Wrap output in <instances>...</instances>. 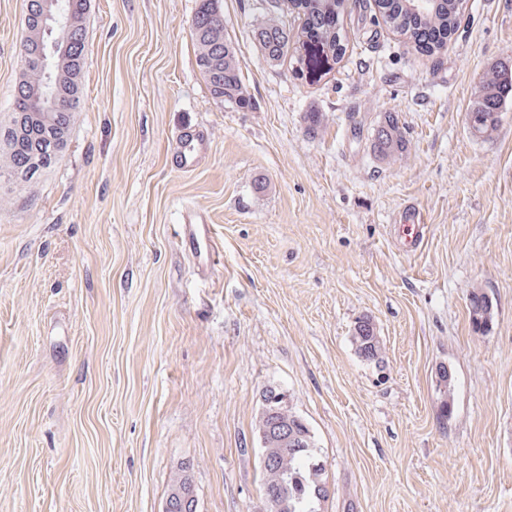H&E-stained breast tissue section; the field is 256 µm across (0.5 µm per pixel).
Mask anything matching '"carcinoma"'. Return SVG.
Masks as SVG:
<instances>
[{
	"label": "carcinoma",
	"instance_id": "cac0c4a2",
	"mask_svg": "<svg viewBox=\"0 0 512 512\" xmlns=\"http://www.w3.org/2000/svg\"><path fill=\"white\" fill-rule=\"evenodd\" d=\"M42 0H27L22 29L27 42L19 43L18 56L28 44L40 39L37 18ZM68 24L48 36H58L71 43L69 56L47 72L36 67L22 69L15 88L12 111L0 120V179L12 174L21 159L32 153H46L49 161L37 166L14 184V190L26 191L42 176L50 172L59 156L66 150L72 126L83 104V77L86 63V28L89 0H60ZM287 0H267L268 8L255 27V41L262 56L271 63L290 58L300 66L317 68L319 54L312 51L313 43L322 44L336 52L345 39L341 16L352 6L350 0H298L303 12L301 23H288L284 4ZM382 21L405 43L419 47L407 22L415 21L428 28L441 29L454 34L460 26L463 0H426L415 5L408 0H375ZM207 18L209 22L190 28L195 42L196 61L213 101L234 104L240 108L252 105L251 95L240 72L236 49L224 34L222 0H198L194 18ZM512 95V68L496 66L482 81L480 94L468 112V126L472 135L488 139L496 132L501 121L503 104ZM17 112L30 114V126L51 137L46 143L39 138L12 139L6 136ZM408 149L403 127L393 117L388 118L385 129L370 140L369 151L381 164L396 161ZM467 306L472 328L480 331L492 319V302L485 292L476 288L469 294ZM356 354L363 360L382 363L381 336L369 319L357 322L352 336ZM438 387L442 391V412L452 413L453 377L442 365L437 373ZM288 420L294 425L298 438L293 444L282 445L267 441L261 448L268 462L261 465L260 493H268L283 500L281 512H324L330 490L312 429L293 409H288Z\"/></svg>",
	"mask_w": 512,
	"mask_h": 512
}]
</instances>
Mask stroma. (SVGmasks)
Returning a JSON list of instances; mask_svg holds the SVG:
<instances>
[{"label":"stroma","instance_id":"stroma-1","mask_svg":"<svg viewBox=\"0 0 512 512\" xmlns=\"http://www.w3.org/2000/svg\"><path fill=\"white\" fill-rule=\"evenodd\" d=\"M196 2L90 0L69 146L0 200V512H162L184 462L200 512H252L272 387L322 450L326 512H512V100L492 138L466 124L487 71L512 67V0H466L432 55L357 0L343 55L303 71L261 55V0H222L248 110L209 94ZM26 3L0 0V114ZM387 114L409 148L383 165L368 144ZM198 130L209 143L181 166ZM189 210L216 230L207 271L181 247ZM364 317L379 368L352 344ZM470 305H467L469 322L476 331L486 328L488 321L492 319V302L481 289H473L468 297Z\"/></svg>","mask_w":512,"mask_h":512}]
</instances>
